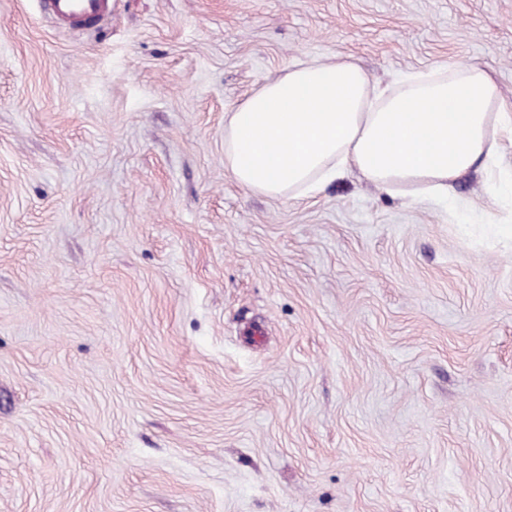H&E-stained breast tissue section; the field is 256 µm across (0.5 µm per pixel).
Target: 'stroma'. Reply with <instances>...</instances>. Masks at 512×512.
Returning a JSON list of instances; mask_svg holds the SVG:
<instances>
[{"mask_svg": "<svg viewBox=\"0 0 512 512\" xmlns=\"http://www.w3.org/2000/svg\"><path fill=\"white\" fill-rule=\"evenodd\" d=\"M110 3L0 0V512H512V250L224 170L225 112L296 61L478 62L512 103V0ZM108 0H39L44 16L65 24L94 27L102 23Z\"/></svg>", "mask_w": 512, "mask_h": 512, "instance_id": "35a3bbf8", "label": "stroma"}]
</instances>
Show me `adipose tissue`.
<instances>
[{"mask_svg":"<svg viewBox=\"0 0 512 512\" xmlns=\"http://www.w3.org/2000/svg\"><path fill=\"white\" fill-rule=\"evenodd\" d=\"M512 106L477 63L374 82L356 59L298 61L224 115V169L276 199L320 194L354 173L377 189L447 208L454 186L481 171L512 198L497 163Z\"/></svg>","mask_w":512,"mask_h":512,"instance_id":"obj_1","label":"adipose tissue"}]
</instances>
